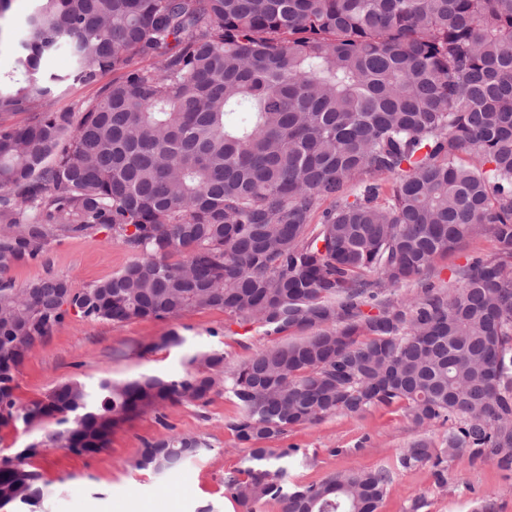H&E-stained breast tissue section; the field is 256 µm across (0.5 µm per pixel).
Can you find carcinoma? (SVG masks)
Instances as JSON below:
<instances>
[{"instance_id": "cac0c4a2", "label": "carcinoma", "mask_w": 512, "mask_h": 512, "mask_svg": "<svg viewBox=\"0 0 512 512\" xmlns=\"http://www.w3.org/2000/svg\"><path fill=\"white\" fill-rule=\"evenodd\" d=\"M26 25L0 72V112L24 116L0 125L1 428L52 420L51 447L96 454L138 413L206 403L222 384L241 408L228 428L250 466L226 484L245 512L268 498L378 512L389 471L290 490L288 450L260 442L393 404L415 428L448 424L401 467L429 463L439 486L463 458L512 470V0H34ZM62 48L73 69L52 82L123 71L78 117L53 109L41 69ZM488 224L496 257L451 291L428 281ZM102 230L134 255L111 278L81 292L12 279ZM410 286L420 294L392 299ZM196 309L309 335L230 370L203 351L190 362L207 373L95 392L69 379L19 404L21 367L69 311L123 323ZM183 343L173 330L144 350ZM39 447L0 458V507L36 512ZM204 449L168 435L137 467L160 474Z\"/></svg>"}]
</instances>
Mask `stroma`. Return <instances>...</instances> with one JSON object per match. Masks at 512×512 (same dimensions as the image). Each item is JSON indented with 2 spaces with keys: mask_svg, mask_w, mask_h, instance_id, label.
I'll use <instances>...</instances> for the list:
<instances>
[{
  "mask_svg": "<svg viewBox=\"0 0 512 512\" xmlns=\"http://www.w3.org/2000/svg\"><path fill=\"white\" fill-rule=\"evenodd\" d=\"M29 0H14L0 19V70L10 71L20 40L26 33ZM491 230L466 239L433 264L436 285L452 289L460 284L458 272L475 258L495 255ZM131 253L112 242L106 233L67 238L51 245L44 260L15 267L12 277L22 285L47 275L66 278L81 291L123 270ZM184 338L183 345L143 352L144 344L170 331ZM278 335L232 321L218 309H198L178 320L135 319L124 323L93 320L69 314L51 336L31 352L18 376L16 395L21 403L42 397L59 382L76 378L89 389L104 379L130 380L144 374L182 376L193 369L195 352L218 350L227 366H235L269 348ZM239 412L230 394H212L207 403L185 402L149 410L132 418L112 436L106 450L76 455L49 449L32 458L31 465L45 483V512H244L232 504L225 485L228 477H242L247 453L237 444L226 423ZM189 433L208 445L207 451L181 467L156 474L140 470L136 461L145 442L167 433ZM417 433L397 406L377 407L361 416L338 414L317 424L289 428L275 440L289 449L285 461L290 487L317 484L329 475L348 470L385 469L390 481L379 512H410L416 499L421 512H476L487 495H494L497 512H512V473L496 461L452 463L446 486L435 483L431 465L409 469L398 456Z\"/></svg>",
  "mask_w": 512,
  "mask_h": 512,
  "instance_id": "35a3bbf8",
  "label": "stroma"
}]
</instances>
